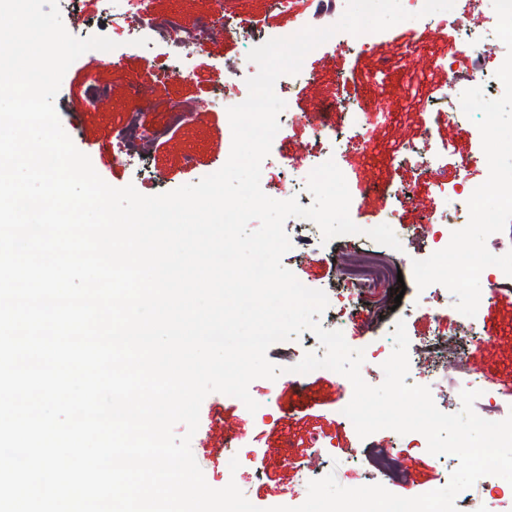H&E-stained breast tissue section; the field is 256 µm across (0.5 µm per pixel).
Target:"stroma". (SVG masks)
<instances>
[{
	"mask_svg": "<svg viewBox=\"0 0 512 512\" xmlns=\"http://www.w3.org/2000/svg\"><path fill=\"white\" fill-rule=\"evenodd\" d=\"M58 3L72 36H104L116 44L111 51L86 52L66 71L54 101L62 126L104 181L114 187L134 185L144 195L198 182L218 171L229 157L232 134L224 110L174 127L170 124L173 108L190 110L212 100L225 79L245 83L249 73L236 64L268 32L287 33L304 24L320 27L330 20L318 0H288L284 5L278 0H150L153 16L176 17L185 32L199 18L214 21L217 33L211 40L178 52L136 34L131 20L138 15L140 0H126L128 18L118 23L103 13L100 0ZM496 24L491 0L480 5L455 0L445 29L422 18L409 19L365 34L360 42L348 39L313 49L303 64L316 71L317 79L302 82L285 95L293 118L277 132L261 165L263 192L284 200L289 177L302 181L312 170L310 160L301 159L302 151L319 146L337 152V166L355 200L349 209L353 222L364 229L386 224L403 236L397 258L406 272V291L397 317L405 323L408 357L413 362L423 341L458 335L468 326L467 317L455 307V296L438 283L418 288L411 268L413 261L432 253L424 218L439 216L444 208L439 184L464 178L477 186L488 176L480 132L461 114L457 88L449 82L444 64L453 61L459 74H471L472 56L457 50L465 34L483 39L488 60L505 54V45L494 34ZM145 76L152 80L151 93L132 94L131 83ZM95 83L109 88L108 103L88 99L87 90ZM350 99H363L371 106L364 120L366 148L340 152L331 138L315 143L305 115L319 117L331 127H344L343 106ZM441 110L457 113V120L438 118ZM132 115L152 137L141 166L129 161L116 139ZM103 142L108 150L102 154L97 146ZM411 145L438 155L431 173L407 160L406 149ZM353 244L348 234L332 242L317 234L305 248L286 252L282 264L311 289L338 282L339 289L329 296L328 304L335 307L340 330L352 348H392L391 329L373 326L370 315L385 298L397 295L395 285L386 282L352 299V286L344 282L338 267V253ZM476 319L489 342L471 347V368L495 385L512 381V287L498 289L493 296L481 294ZM249 393L264 402L266 418L250 413L238 398L209 394L201 405L191 449L211 487H223L225 472H232L245 497L263 512L302 504L309 482L330 473L345 487L383 482L396 495L415 497L448 483L459 464L452 454L402 449L399 433L392 430L360 438L343 415L353 387L332 370L303 374L293 385L283 377L257 379ZM229 427L239 431V446L231 454H216L214 448L223 443ZM324 441L334 445V453L321 449ZM234 457L239 467L233 471L229 462Z\"/></svg>",
	"mask_w": 512,
	"mask_h": 512,
	"instance_id": "35a3bbf8",
	"label": "stroma"
}]
</instances>
